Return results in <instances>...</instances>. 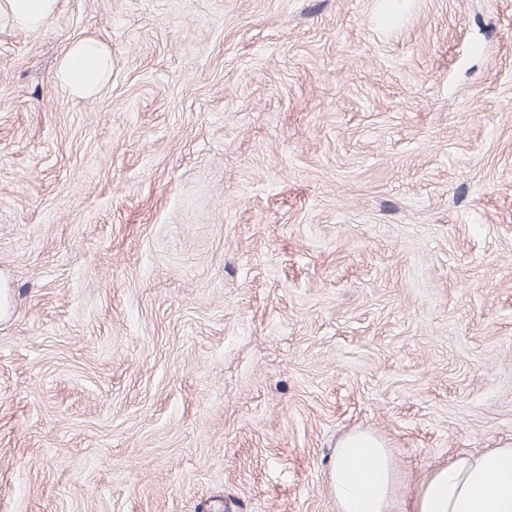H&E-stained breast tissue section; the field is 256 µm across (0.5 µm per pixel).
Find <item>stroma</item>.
I'll use <instances>...</instances> for the list:
<instances>
[{
	"mask_svg": "<svg viewBox=\"0 0 512 512\" xmlns=\"http://www.w3.org/2000/svg\"><path fill=\"white\" fill-rule=\"evenodd\" d=\"M1 293L0 512H336L357 430L410 501L512 440V0L0 26ZM112 60L103 44L91 38L70 45L55 72L58 85L80 97H94L110 75Z\"/></svg>",
	"mask_w": 512,
	"mask_h": 512,
	"instance_id": "stroma-1",
	"label": "stroma"
}]
</instances>
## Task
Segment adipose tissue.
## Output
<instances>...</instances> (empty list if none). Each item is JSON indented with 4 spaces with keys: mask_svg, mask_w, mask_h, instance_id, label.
Instances as JSON below:
<instances>
[{
    "mask_svg": "<svg viewBox=\"0 0 512 512\" xmlns=\"http://www.w3.org/2000/svg\"><path fill=\"white\" fill-rule=\"evenodd\" d=\"M57 6L58 0H0V25L39 30L51 22ZM111 69L104 45L84 38L62 56L55 81L88 98L99 92ZM394 474L392 455L380 438L367 431L344 435L328 478L336 512H405L396 502ZM406 512H512V441L451 454L425 474Z\"/></svg>",
    "mask_w": 512,
    "mask_h": 512,
    "instance_id": "ef3b65f1",
    "label": "adipose tissue"
}]
</instances>
